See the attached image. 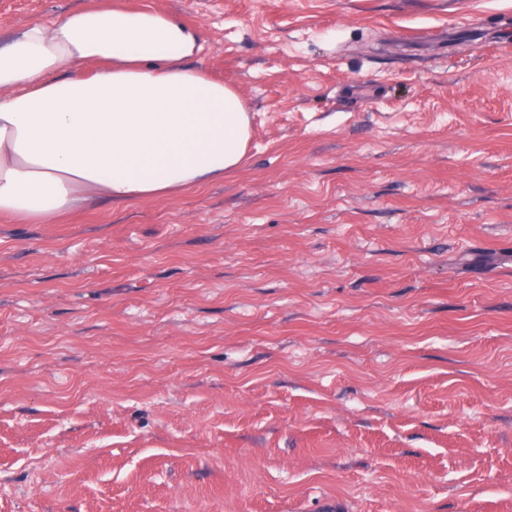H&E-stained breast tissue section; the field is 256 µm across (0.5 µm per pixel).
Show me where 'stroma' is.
<instances>
[{
    "instance_id": "stroma-1",
    "label": "stroma",
    "mask_w": 512,
    "mask_h": 512,
    "mask_svg": "<svg viewBox=\"0 0 512 512\" xmlns=\"http://www.w3.org/2000/svg\"><path fill=\"white\" fill-rule=\"evenodd\" d=\"M88 2L0 0V46ZM125 2L251 138L0 221V512H512V0Z\"/></svg>"
}]
</instances>
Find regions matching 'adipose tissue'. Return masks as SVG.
Here are the masks:
<instances>
[{"instance_id":"1","label":"adipose tissue","mask_w":512,"mask_h":512,"mask_svg":"<svg viewBox=\"0 0 512 512\" xmlns=\"http://www.w3.org/2000/svg\"><path fill=\"white\" fill-rule=\"evenodd\" d=\"M199 30L112 0L0 48V218L55 223L106 199L168 201L240 166L239 95L188 60Z\"/></svg>"}]
</instances>
